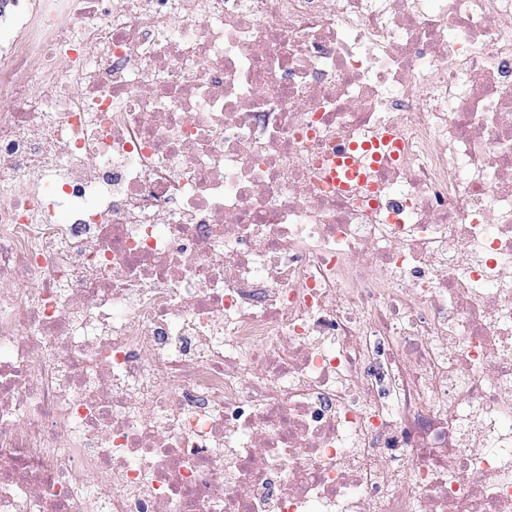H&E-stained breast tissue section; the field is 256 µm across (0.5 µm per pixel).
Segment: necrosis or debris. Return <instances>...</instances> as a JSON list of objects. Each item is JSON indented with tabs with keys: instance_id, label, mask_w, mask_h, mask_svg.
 <instances>
[{
	"instance_id": "necrosis-or-debris-1",
	"label": "necrosis or debris",
	"mask_w": 512,
	"mask_h": 512,
	"mask_svg": "<svg viewBox=\"0 0 512 512\" xmlns=\"http://www.w3.org/2000/svg\"><path fill=\"white\" fill-rule=\"evenodd\" d=\"M0 16V512H512V0Z\"/></svg>"
}]
</instances>
